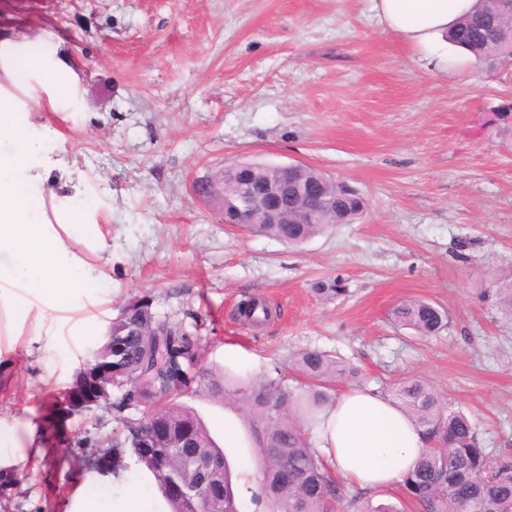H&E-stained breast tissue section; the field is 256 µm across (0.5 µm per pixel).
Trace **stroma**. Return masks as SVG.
I'll use <instances>...</instances> for the list:
<instances>
[{
  "label": "stroma",
  "instance_id": "1",
  "mask_svg": "<svg viewBox=\"0 0 512 512\" xmlns=\"http://www.w3.org/2000/svg\"><path fill=\"white\" fill-rule=\"evenodd\" d=\"M31 40L41 68L18 87L7 71ZM1 94L28 103L30 134L57 133L31 164L46 211L85 208L98 241L65 237L94 276L68 309L32 291L27 310H0V469L29 474L0 512H69L96 481L69 474L47 415L143 295L196 330L207 368L284 377L318 348L377 391L421 376L512 459V319L482 295L512 265V63L439 74L371 0H0ZM229 162L319 168L367 209L299 248L226 227L220 193L199 186ZM336 276L344 292L314 293ZM251 296L277 309L258 328L235 315ZM408 298L447 328L396 327ZM181 401L219 444L242 409L232 394Z\"/></svg>",
  "mask_w": 512,
  "mask_h": 512
}]
</instances>
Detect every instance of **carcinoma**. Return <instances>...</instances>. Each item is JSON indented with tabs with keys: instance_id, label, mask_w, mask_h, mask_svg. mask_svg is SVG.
Here are the masks:
<instances>
[{
	"instance_id": "1",
	"label": "carcinoma",
	"mask_w": 512,
	"mask_h": 512,
	"mask_svg": "<svg viewBox=\"0 0 512 512\" xmlns=\"http://www.w3.org/2000/svg\"><path fill=\"white\" fill-rule=\"evenodd\" d=\"M482 8L465 18L452 39L482 61L512 59V40L503 28L512 21L507 0H481ZM366 209L364 198L345 180L336 181V208L316 215L310 224H252L249 232L298 247L334 224H351ZM483 296L504 316L512 318V267L498 273ZM241 311L254 323L267 320L271 310L250 299ZM393 322L421 337L436 336L448 324L446 313L429 301L407 299L391 312ZM112 348L97 352L94 362L109 363L113 374L129 383L116 387L111 409L132 413L120 418L122 436L115 439L86 436L74 442L84 471L111 473L130 455L147 470L170 512H194L189 500L167 493V485L186 481L199 464L220 469L224 498L209 512H238L231 472L224 450L189 407L177 402L185 393L204 391L213 398L228 395L226 375L202 366L200 339L181 320L159 319L149 296L129 301L112 319ZM292 369L304 379L306 393L287 390L282 378L250 380L235 390L259 427L262 480L260 492L272 512H396L387 504L373 505L366 494L347 499L342 487L309 441L310 426L330 400V382L357 378L358 371L337 357L317 349L294 355ZM85 376L77 369L65 402L55 403L48 419L56 432L64 426L66 410L79 401ZM387 394L424 429L428 448L401 486L422 512H512V462L492 458L481 447L469 418L443 402L430 381L408 377ZM167 431L159 446L171 459L165 471H156L139 454L136 444L150 435V425Z\"/></svg>"
}]
</instances>
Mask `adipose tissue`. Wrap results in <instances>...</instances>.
<instances>
[{
    "instance_id": "adipose-tissue-1",
    "label": "adipose tissue",
    "mask_w": 512,
    "mask_h": 512,
    "mask_svg": "<svg viewBox=\"0 0 512 512\" xmlns=\"http://www.w3.org/2000/svg\"><path fill=\"white\" fill-rule=\"evenodd\" d=\"M478 5L479 0H373L380 25L436 54L450 74L464 66L470 54L451 42L448 34ZM224 423L225 445L238 451L241 474L253 475L256 441L248 421L228 412ZM311 436L332 471L370 492H385L400 484L428 445L423 429L401 407L381 393L359 387L337 395L323 410ZM150 479L143 470L114 473L112 512H168L162 497L143 494L142 486Z\"/></svg>"
}]
</instances>
